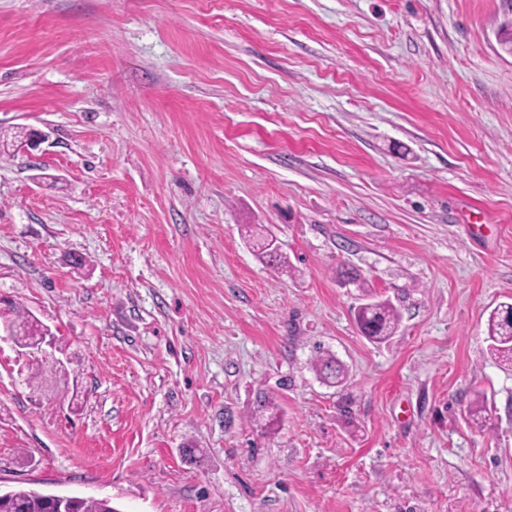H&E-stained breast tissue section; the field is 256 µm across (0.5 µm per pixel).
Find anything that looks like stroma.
<instances>
[{"instance_id": "stroma-1", "label": "stroma", "mask_w": 512, "mask_h": 512, "mask_svg": "<svg viewBox=\"0 0 512 512\" xmlns=\"http://www.w3.org/2000/svg\"><path fill=\"white\" fill-rule=\"evenodd\" d=\"M509 17L0 0V132L45 135L0 152V298L50 332L0 339V487L119 512H512V371L485 341L512 302ZM369 294L401 314L380 344L354 321ZM314 367L319 376L329 384H340L346 377L343 364L335 357L318 355L314 359Z\"/></svg>"}]
</instances>
